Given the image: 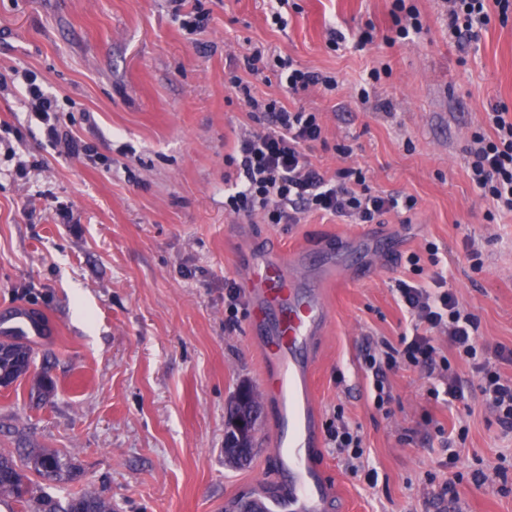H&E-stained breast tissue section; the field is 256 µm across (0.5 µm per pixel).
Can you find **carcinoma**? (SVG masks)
<instances>
[{
	"mask_svg": "<svg viewBox=\"0 0 512 512\" xmlns=\"http://www.w3.org/2000/svg\"><path fill=\"white\" fill-rule=\"evenodd\" d=\"M28 343L5 337L0 341V387L8 388L24 377L33 361ZM37 477L49 484H65L73 480L74 466L67 454L48 449H35L16 460L0 451V502L12 501L16 512H114L112 502L94 492L70 497L63 505L38 493Z\"/></svg>",
	"mask_w": 512,
	"mask_h": 512,
	"instance_id": "cac0c4a2",
	"label": "carcinoma"
}]
</instances>
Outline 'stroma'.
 Returning a JSON list of instances; mask_svg holds the SVG:
<instances>
[{
  "instance_id": "1",
  "label": "stroma",
  "mask_w": 512,
  "mask_h": 512,
  "mask_svg": "<svg viewBox=\"0 0 512 512\" xmlns=\"http://www.w3.org/2000/svg\"><path fill=\"white\" fill-rule=\"evenodd\" d=\"M406 2L422 29L390 45L393 0H288L281 26L271 0H0V71L29 70L56 92L64 129L103 159L55 155L20 92L0 90V315L22 304L48 323L29 380L0 388V450L18 459L33 448L67 453L77 475L48 494L94 491L115 512H224L226 496L269 475L267 401L252 457L224 460L229 406L242 385L259 386L263 368L246 315L224 324V284L240 280L250 253L321 249L352 235L363 265L329 296L318 404L322 421L339 411L360 428L379 482L369 488L324 448L343 512H512L495 473L499 456L512 460V434L479 393L464 405L437 401L428 395L434 378L401 368L388 376L384 415L362 369L366 338L394 343L404 330L395 280L430 241L481 342L512 347V213L483 197L467 168L486 112L512 110V20L491 21L462 50L444 0ZM198 6L208 22L190 35L173 13ZM332 28L346 37L336 49ZM365 31L372 41L357 46ZM257 48L265 61L280 56L335 78V89L288 95L276 72L261 79L244 67ZM382 67L386 75L372 81ZM232 72L257 98L320 113L323 139L309 155L322 174L362 167L373 190L414 196L416 207L378 224L313 214L273 225L225 211L224 190L239 172L224 156L250 125L228 85ZM340 144L352 147L349 157ZM21 159L32 163L23 176ZM42 375L54 389L40 401L30 392ZM463 424L464 478L451 506L427 476L453 473L437 465L436 426L454 433ZM477 467L487 475L481 486L468 476Z\"/></svg>"
}]
</instances>
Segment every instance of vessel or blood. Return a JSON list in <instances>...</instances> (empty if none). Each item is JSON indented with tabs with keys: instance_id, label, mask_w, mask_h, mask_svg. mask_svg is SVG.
<instances>
[{
	"instance_id": "b4317fda",
	"label": "vessel or blood",
	"mask_w": 512,
	"mask_h": 512,
	"mask_svg": "<svg viewBox=\"0 0 512 512\" xmlns=\"http://www.w3.org/2000/svg\"><path fill=\"white\" fill-rule=\"evenodd\" d=\"M328 256L296 250L246 265L250 297L247 329L262 351L261 391L273 416L272 490L232 496L233 512H337L340 500L322 462L320 412L315 396V345L329 310L322 285H305L309 268H329ZM0 333L29 339L44 332L42 319L17 306Z\"/></svg>"
}]
</instances>
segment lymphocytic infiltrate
<instances>
[{
  "label": "lymphocytic infiltrate",
  "mask_w": 512,
  "mask_h": 512,
  "mask_svg": "<svg viewBox=\"0 0 512 512\" xmlns=\"http://www.w3.org/2000/svg\"><path fill=\"white\" fill-rule=\"evenodd\" d=\"M512 0H448V28L456 41L472 42L492 16L507 18ZM19 82L42 137L57 154L77 156L87 147L63 130L58 117V98L31 72L11 69L0 73V88ZM230 84L248 108L253 125L241 136L228 164L239 170L240 182L224 198V207L235 213H261L269 224H296L305 213L334 216L352 224H376L392 211H411L416 198L403 194H382L371 190L362 168L339 169L334 178H325L312 165L306 150L320 141L323 125L319 113L303 108L291 110L269 99L258 101L249 84L231 77ZM485 133L475 135V148L469 153L470 177L482 195L497 208L512 212V113L500 108L487 113ZM428 260L434 272L427 285L399 278L395 281L398 298L409 315L410 324L398 344L365 352L364 370L372 379L371 397L376 410L391 401L388 372L416 368L440 378L441 387L433 397L448 402L466 401L471 389H478L483 402L494 413L505 432L512 433V376H504L494 366L478 336L476 318L459 303L438 272L439 249L427 244L425 255L410 253V271L421 273V260ZM445 334L454 350L453 357L440 355L438 334ZM468 365V372L456 370V363ZM330 447L345 456L354 476L364 478L369 487L378 484L376 469L363 463V436L344 418L326 429Z\"/></svg>",
  "instance_id": "f902f5d3"
}]
</instances>
